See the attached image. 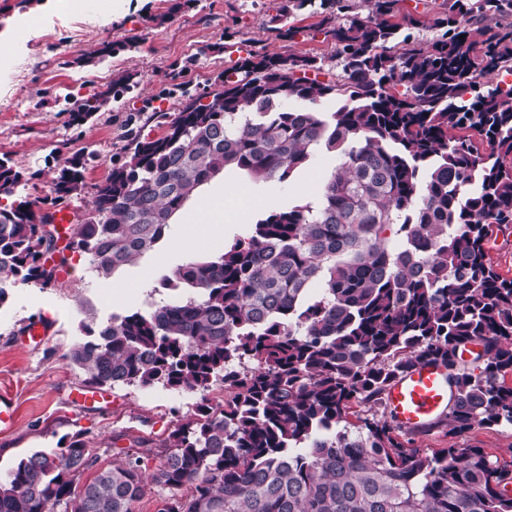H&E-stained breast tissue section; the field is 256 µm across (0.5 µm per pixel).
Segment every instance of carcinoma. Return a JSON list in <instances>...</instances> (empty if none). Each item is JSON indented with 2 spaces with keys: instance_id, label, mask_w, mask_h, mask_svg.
<instances>
[{
  "instance_id": "1",
  "label": "carcinoma",
  "mask_w": 512,
  "mask_h": 512,
  "mask_svg": "<svg viewBox=\"0 0 512 512\" xmlns=\"http://www.w3.org/2000/svg\"><path fill=\"white\" fill-rule=\"evenodd\" d=\"M278 0L264 23L291 42L306 16L341 72L290 51L250 52L220 74L203 105L185 85L177 112L129 116L125 156L95 186L66 249L107 278L154 250L198 189L236 172L291 180L324 149L340 164L314 200L276 207L219 253L161 271L166 297L149 310L79 326L68 358L94 389L161 384L200 395L145 467L149 440L94 468L81 433L55 455L36 451L0 475V512H512V461L416 438L512 425V277L487 243L512 225V0ZM431 29L423 41L416 35ZM113 75L74 120L108 109L137 85ZM333 98V112L315 108ZM294 101L298 107L287 109ZM152 123L161 130L144 133ZM73 154L52 196L0 206V304L16 284L55 282L43 226L84 188ZM0 158V196L28 178ZM400 240L396 249L389 237ZM482 349L468 363L462 347ZM448 369V413L404 430L386 412L389 386L427 362ZM221 380L224 403L206 393ZM361 408L356 423L344 424Z\"/></svg>"
}]
</instances>
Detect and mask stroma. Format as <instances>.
<instances>
[{
	"label": "stroma",
	"mask_w": 512,
	"mask_h": 512,
	"mask_svg": "<svg viewBox=\"0 0 512 512\" xmlns=\"http://www.w3.org/2000/svg\"><path fill=\"white\" fill-rule=\"evenodd\" d=\"M170 5V0H32L23 9L17 0H0V158L11 159L16 169L31 176L19 186L17 198L49 196L55 169L82 149L92 157L84 189L70 206L83 213L95 185L108 176L112 159L125 154L126 116L148 106L168 112L177 108V101L163 94L171 82L204 92L252 50L284 54L292 48L324 57L326 72L336 70L331 45L314 32L310 20L300 21L293 42L271 38L263 23L273 14L275 0H187L173 21L156 24L155 16ZM75 21L83 28L78 41L72 38ZM228 31L233 34L229 40L224 37ZM129 38L137 41L136 50L83 64V57L102 44ZM118 70L135 73L133 91L111 110L74 124L66 97L88 96L110 83ZM13 100L29 104V111H3V104ZM337 163L334 154L316 152L292 181L253 190L248 202L239 194H226L233 176L210 180L201 192L224 198L221 242L202 244L187 236L186 224L196 207L191 201L171 220L155 251L110 277H98L85 257L71 252L68 275L58 276L54 285L32 282L12 288L0 304V391L12 395L16 418L11 430L0 432V471L36 451L61 453L64 437L77 432L102 467L114 459L113 435L149 439L153 449L146 465L157 467L163 459L159 442L178 417L194 412L197 396L161 386L117 387L105 390L92 408L71 402V395L85 386L84 372L67 357L79 339V324L145 309L153 285L142 282L144 269L172 270L187 259L220 252L265 211L310 199ZM35 322L47 328L37 341L26 334Z\"/></svg>",
	"instance_id": "stroma-1"
}]
</instances>
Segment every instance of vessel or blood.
Masks as SVG:
<instances>
[{
	"mask_svg": "<svg viewBox=\"0 0 512 512\" xmlns=\"http://www.w3.org/2000/svg\"><path fill=\"white\" fill-rule=\"evenodd\" d=\"M448 379L444 366L424 363L397 380L388 390L386 404L395 422L416 429L448 411Z\"/></svg>",
	"mask_w": 512,
	"mask_h": 512,
	"instance_id": "b4317fda",
	"label": "vessel or blood"
}]
</instances>
